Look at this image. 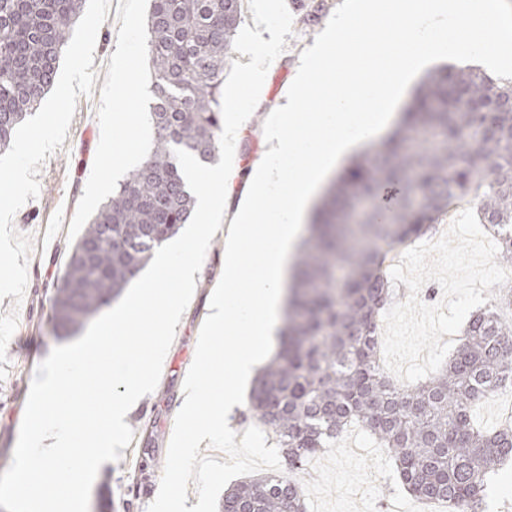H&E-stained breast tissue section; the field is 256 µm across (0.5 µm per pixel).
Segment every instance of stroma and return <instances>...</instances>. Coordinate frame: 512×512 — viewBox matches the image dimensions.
<instances>
[{"mask_svg":"<svg viewBox=\"0 0 512 512\" xmlns=\"http://www.w3.org/2000/svg\"><path fill=\"white\" fill-rule=\"evenodd\" d=\"M342 0H286L297 27L284 52L268 69L265 94L254 111L263 117L284 103L301 53L315 41ZM150 0H117L110 5L93 54L96 74L91 94L79 95L76 112L61 147L41 164L40 192L15 214L13 227L29 236L28 282L22 301L0 300V316L16 311L17 328L0 363V473L11 464L27 397L34 378L26 357L45 359L53 348L71 343L56 332L51 297L85 224L112 194L113 187L141 159L151 131L146 114L152 103L143 21ZM318 17L303 25L310 10ZM135 70V85L119 82ZM53 235L55 253L40 251L43 236ZM224 267V242L213 237L162 367L154 392L132 411L128 424L134 437L119 460L99 470L90 495L89 512H102L112 501L114 512H146L155 499L183 384L194 360L201 326L209 314L208 296ZM307 512H418L422 502L401 484L389 457L372 441L348 446L346 440L319 454L315 466L297 476Z\"/></svg>","mask_w":512,"mask_h":512,"instance_id":"obj_1","label":"stroma"}]
</instances>
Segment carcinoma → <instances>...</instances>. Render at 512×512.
<instances>
[{
    "label": "carcinoma",
    "instance_id": "cac0c4a2",
    "mask_svg": "<svg viewBox=\"0 0 512 512\" xmlns=\"http://www.w3.org/2000/svg\"><path fill=\"white\" fill-rule=\"evenodd\" d=\"M85 0H0V151L53 87ZM243 0H150L145 21L154 103L151 140L72 247L53 297L56 327L78 330L118 299L156 248L191 217L195 197L174 150L220 155L224 70ZM468 90L461 106L448 76ZM512 84L471 68L429 74L391 138L354 159L314 206L297 255L276 354L249 411L272 434L283 470L224 492L222 512H306L294 473L358 422L386 448L405 489L448 512H485L486 491L512 462V425L478 426L483 397L512 392V285L476 313L438 376L399 387L377 355L391 288L385 252L425 235L466 197L512 264ZM503 108L491 125L477 109ZM362 197L373 201L358 209Z\"/></svg>",
    "mask_w": 512,
    "mask_h": 512
}]
</instances>
